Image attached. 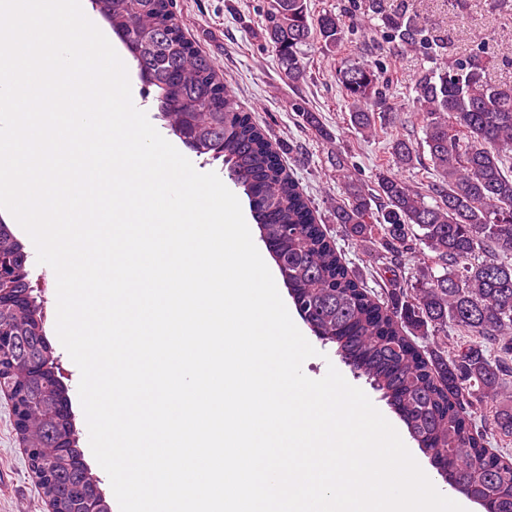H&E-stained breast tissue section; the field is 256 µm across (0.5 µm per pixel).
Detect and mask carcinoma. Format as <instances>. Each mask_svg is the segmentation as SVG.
Segmentation results:
<instances>
[{
	"instance_id": "obj_1",
	"label": "carcinoma",
	"mask_w": 512,
	"mask_h": 512,
	"mask_svg": "<svg viewBox=\"0 0 512 512\" xmlns=\"http://www.w3.org/2000/svg\"><path fill=\"white\" fill-rule=\"evenodd\" d=\"M91 4L124 44L142 84L156 88L169 130L195 153L222 161L248 197L261 241L281 255L278 269L311 332L336 346L341 360L381 393L424 453L445 460L448 483L485 512H512V457L487 447L489 434L502 446L512 444V404L498 400L512 381V86L487 80L484 51L423 72L414 87L423 150L439 176L429 191L382 172L374 194L347 156L332 158L343 190L334 218L345 236L376 243L391 268L421 256V284L385 304L349 272L262 129L211 59L182 34L173 0ZM365 11L374 30L392 42L420 46L434 59L448 48L415 13H389L382 0H365ZM262 38L288 79L301 81L305 48L317 42L333 51L347 34L332 11L313 14L310 0H269ZM336 81L350 125L362 133L376 129L392 82L386 70L342 60ZM290 107L322 140H332L318 113L298 100ZM391 149L401 167L419 156L404 138ZM0 250L13 261L0 287V379L13 388L25 416L32 466L44 474L42 493L56 512H112L69 421L32 395L42 383L33 370L52 372L56 357L42 339L24 252L1 221ZM450 328L459 336L451 353ZM411 330L428 337L424 350L408 336ZM473 409L491 433L473 429Z\"/></svg>"
}]
</instances>
